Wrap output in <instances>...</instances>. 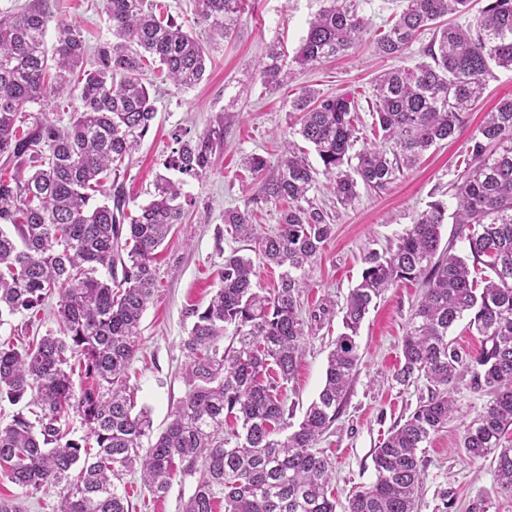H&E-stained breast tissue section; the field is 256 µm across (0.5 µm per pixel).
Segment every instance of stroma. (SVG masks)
I'll list each match as a JSON object with an SVG mask.
<instances>
[{
    "label": "stroma",
    "instance_id": "obj_1",
    "mask_svg": "<svg viewBox=\"0 0 512 512\" xmlns=\"http://www.w3.org/2000/svg\"><path fill=\"white\" fill-rule=\"evenodd\" d=\"M164 2L170 15L205 44L210 60L203 80L189 89L148 75L157 114L120 176L129 211L138 213L150 201L156 177L166 171L175 132L196 137L220 128L224 139L216 148L211 170L202 178L187 180L183 187L190 200L185 221L175 226L159 249L156 290L141 321L138 351L130 369L135 403L150 413L157 434L166 428L188 391L183 351L193 323L188 311L205 307L220 287L225 255L247 248L231 237L224 223L225 211L245 208L262 181L245 168L243 158L259 154L277 162L289 131L288 102L304 88L354 96L360 105L359 143L367 146L376 141L370 112L373 85L391 62L375 54L374 41L400 11V0H358L369 26L353 49L314 69L297 72L280 88L269 89L260 80V62L273 46L294 55L325 0H247L245 13L226 38L194 25L193 0ZM104 4L105 0H59L53 17L77 24L83 39L93 47L110 37ZM511 94L512 71L496 70L456 138L425 152L387 190L360 189L355 205L347 208L337 205L326 190L316 191L315 202L327 211L334 230L310 270L311 286L300 298L303 313L329 301L344 305L361 278L363 257L369 249L395 242L428 202L451 201L448 187L463 168L466 139L485 113ZM420 294L418 283L405 281L385 292L370 310L357 338L361 360L348 397L315 445L332 462L336 512H345L354 492L373 481L375 448L427 394L425 379L402 385L394 378L403 363L401 341ZM58 300V294H51L38 313L20 314L0 325V343L25 342L56 330ZM342 330V317L336 314L307 337L295 377L281 387L290 426H298L317 397L327 357ZM453 397L456 419L435 434L420 455L423 483L417 512H467L480 499L488 512H512V495L499 490L491 459L470 458L460 445L464 425L481 411L484 398L463 382L457 384ZM125 482L133 512H181L183 501L193 491L192 483L177 482L167 497L157 499L143 487L139 475L126 476Z\"/></svg>",
    "mask_w": 512,
    "mask_h": 512
}]
</instances>
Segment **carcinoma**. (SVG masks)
Returning a JSON list of instances; mask_svg holds the SVG:
<instances>
[{
  "instance_id": "cac0c4a2",
  "label": "carcinoma",
  "mask_w": 512,
  "mask_h": 512,
  "mask_svg": "<svg viewBox=\"0 0 512 512\" xmlns=\"http://www.w3.org/2000/svg\"><path fill=\"white\" fill-rule=\"evenodd\" d=\"M243 0H195L196 22L228 35ZM309 23L292 58L267 54L260 77L269 88L291 81L294 67L344 55L367 31L354 0H327ZM471 0H402L394 24L375 53L403 58L422 33L424 60L394 66L376 79L373 119L392 150L357 152L360 118L355 98L302 90L289 103L290 134L311 145L317 171L286 141L273 169L261 155L249 169L267 172L242 210L224 213L255 258L224 257L222 286L200 308L183 342L189 359L188 392L172 421L153 436L145 409L128 394L141 320L156 287L154 255L184 218L183 184L160 175L153 199L130 216L117 175L149 132L156 111L142 82L157 64L178 86L204 77L207 52L152 0H106L112 40L93 51L72 24H52L43 0L15 12L0 10V325L60 295L59 333L21 348L0 346V398L37 408L0 426V478L29 496L59 489L54 512H131L125 476L140 471L156 498L176 476L195 481L182 512H336L332 466L315 450L347 397L359 365L357 337L372 305L402 280L424 288L402 339L404 363L396 380L423 377L428 396L395 425L374 450L375 480L349 500L347 512H415L422 484L419 453L456 412L451 391L459 381L486 398L464 426L461 447L472 458H493L502 492L512 494V98L502 99L464 145L465 167L451 184L453 213L442 200L428 202L395 246L365 256L366 267L342 308V332L327 359L323 386L298 429L288 426L279 382L295 376L313 324L335 314L334 304L305 317L299 298L310 287L311 265L333 233L327 212L314 204L318 175L336 201L353 204L358 186L386 190L404 170L439 143L455 137L467 111L483 97L494 70H512V0H486L470 14ZM467 15L464 26L445 23ZM53 43H48V34ZM78 95L69 125L43 117L26 125L31 105L46 108ZM224 131L197 138L174 134L166 169L200 178ZM9 177H4L7 168ZM112 179L110 203L90 206L102 182ZM286 202L272 233L252 216ZM466 234L470 258L440 249L446 221ZM281 269L267 291L253 282L255 262ZM483 336L471 355L448 339L461 319ZM232 344L224 346V336ZM91 384L75 391L72 375ZM86 428L74 438V419ZM238 425L232 438L224 424Z\"/></svg>"
}]
</instances>
